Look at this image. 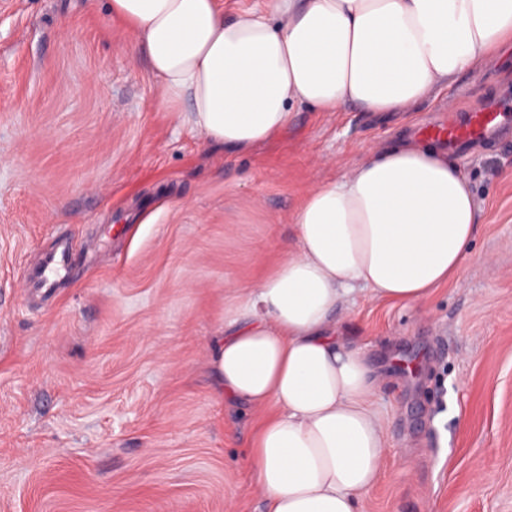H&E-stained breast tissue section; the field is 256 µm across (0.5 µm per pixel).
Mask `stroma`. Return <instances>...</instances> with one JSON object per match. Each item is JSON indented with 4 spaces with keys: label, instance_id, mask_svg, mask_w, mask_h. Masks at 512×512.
I'll return each instance as SVG.
<instances>
[{
    "label": "stroma",
    "instance_id": "35a3bbf8",
    "mask_svg": "<svg viewBox=\"0 0 512 512\" xmlns=\"http://www.w3.org/2000/svg\"><path fill=\"white\" fill-rule=\"evenodd\" d=\"M512 87V49L416 112L295 108L242 153L178 126L108 0H0V512H262L252 412L210 367L224 289L280 260L305 193L361 152ZM458 162V277L364 293L340 334L385 374L360 512H512V138ZM70 269L26 288L59 240Z\"/></svg>",
    "mask_w": 512,
    "mask_h": 512
}]
</instances>
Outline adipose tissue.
I'll list each match as a JSON object with an SVG mask.
<instances>
[{
    "instance_id": "obj_1",
    "label": "adipose tissue",
    "mask_w": 512,
    "mask_h": 512,
    "mask_svg": "<svg viewBox=\"0 0 512 512\" xmlns=\"http://www.w3.org/2000/svg\"><path fill=\"white\" fill-rule=\"evenodd\" d=\"M168 111L203 142L246 151L296 107L414 112L512 44V0H110ZM477 204L444 149H368L313 187L295 240L253 285L224 291L210 364L225 400L252 411L248 454L265 512H357L387 444L381 383L337 335L356 286L413 304L455 278Z\"/></svg>"
}]
</instances>
